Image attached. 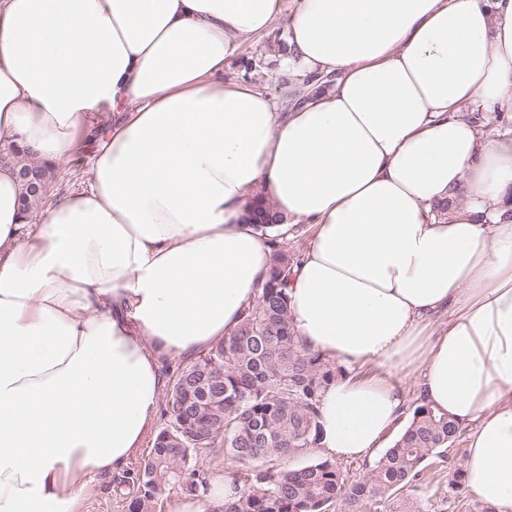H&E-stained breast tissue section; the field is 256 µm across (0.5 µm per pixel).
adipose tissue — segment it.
Listing matches in <instances>:
<instances>
[{
  "instance_id": "ef3b65f1",
  "label": "adipose tissue",
  "mask_w": 512,
  "mask_h": 512,
  "mask_svg": "<svg viewBox=\"0 0 512 512\" xmlns=\"http://www.w3.org/2000/svg\"><path fill=\"white\" fill-rule=\"evenodd\" d=\"M276 29L291 102L224 78ZM92 116L87 187L37 223L0 164V512H84L139 452L163 361L230 334L268 273L259 192L314 228L296 336L352 370L319 449L364 459L402 413L361 366L417 371L468 429L469 491L512 512V0H0V142L64 160ZM238 495L218 475L172 512Z\"/></svg>"
}]
</instances>
